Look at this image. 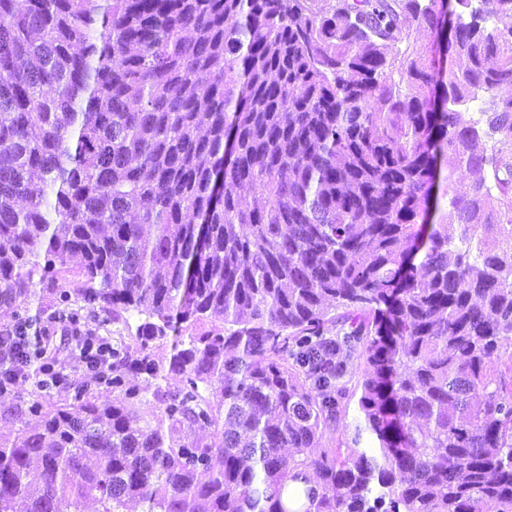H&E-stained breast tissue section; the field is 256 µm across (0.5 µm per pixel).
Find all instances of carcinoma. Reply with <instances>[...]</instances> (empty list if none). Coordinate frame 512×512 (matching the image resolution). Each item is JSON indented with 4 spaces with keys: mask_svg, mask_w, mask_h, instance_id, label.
Instances as JSON below:
<instances>
[{
    "mask_svg": "<svg viewBox=\"0 0 512 512\" xmlns=\"http://www.w3.org/2000/svg\"><path fill=\"white\" fill-rule=\"evenodd\" d=\"M481 2L0 0V337L36 387L0 512H512V0ZM36 280L75 335L142 318L111 401ZM39 297H36L35 301L31 305V314L36 313L37 306H41L42 312V320L50 321L53 319H48L49 314L53 311L48 306L50 304L51 296L49 294L43 293L42 290H37ZM52 326V331L54 335V343L58 349L59 358H64L65 361L68 362L67 368L64 373L69 382L72 384H78L82 382L91 383L92 389L95 394L99 396V401H104L106 399H111V394L106 391V388L103 385H98L94 379V376H98L101 372L106 370H110L112 366V352L111 347L108 344L101 343L96 339L93 334H86V339L83 348L80 352V363L84 365L87 372L82 366L78 365V363L72 359L74 350V343L70 338V329L61 330L60 327L54 322L50 323ZM67 374V375H66Z\"/></svg>",
    "mask_w": 512,
    "mask_h": 512,
    "instance_id": "1",
    "label": "carcinoma"
}]
</instances>
